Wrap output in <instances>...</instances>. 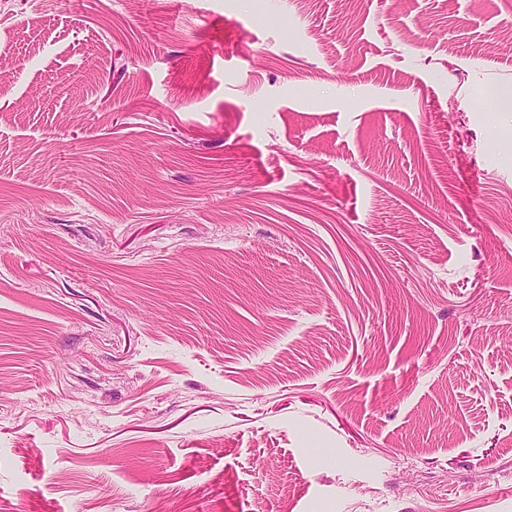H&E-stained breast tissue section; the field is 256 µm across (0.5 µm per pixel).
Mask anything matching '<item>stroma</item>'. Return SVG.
Instances as JSON below:
<instances>
[{
    "instance_id": "stroma-1",
    "label": "stroma",
    "mask_w": 512,
    "mask_h": 512,
    "mask_svg": "<svg viewBox=\"0 0 512 512\" xmlns=\"http://www.w3.org/2000/svg\"><path fill=\"white\" fill-rule=\"evenodd\" d=\"M0 512H512V0H0Z\"/></svg>"
}]
</instances>
